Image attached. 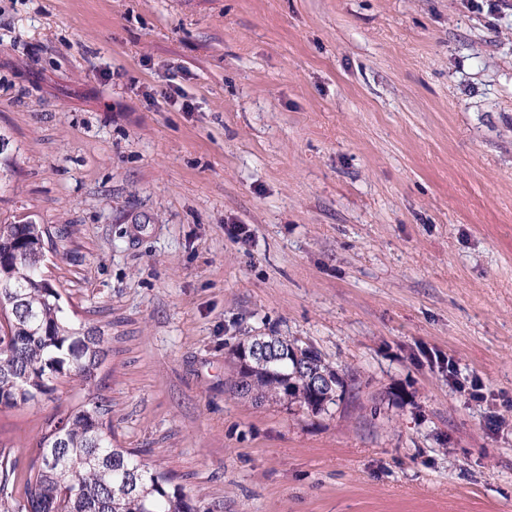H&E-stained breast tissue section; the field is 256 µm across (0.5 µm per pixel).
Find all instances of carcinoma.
<instances>
[{
  "mask_svg": "<svg viewBox=\"0 0 512 512\" xmlns=\"http://www.w3.org/2000/svg\"><path fill=\"white\" fill-rule=\"evenodd\" d=\"M48 228L0 224V412L50 398L62 377L79 379L89 402L47 417L25 466L0 445V512H211L135 448L113 443L112 403L99 393L107 353L100 328L75 323L44 278ZM284 337L249 336L234 350L230 390L321 413L344 388L320 354Z\"/></svg>",
  "mask_w": 512,
  "mask_h": 512,
  "instance_id": "1",
  "label": "carcinoma"
}]
</instances>
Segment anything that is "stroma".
Segmentation results:
<instances>
[{"label": "stroma", "mask_w": 512, "mask_h": 512, "mask_svg": "<svg viewBox=\"0 0 512 512\" xmlns=\"http://www.w3.org/2000/svg\"><path fill=\"white\" fill-rule=\"evenodd\" d=\"M0 138V223L52 231L119 445L211 512H512V8L0 0ZM249 336L343 398L234 396Z\"/></svg>", "instance_id": "obj_1"}]
</instances>
